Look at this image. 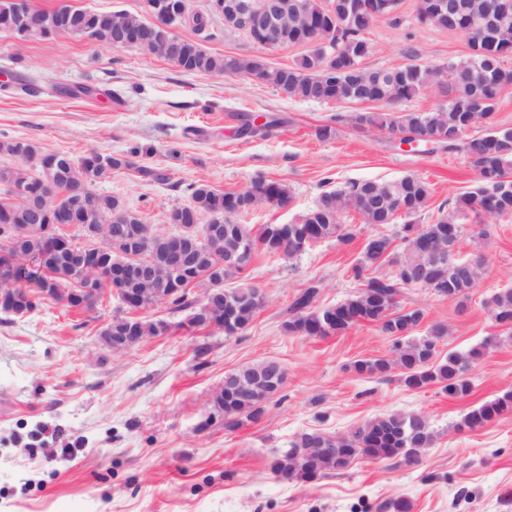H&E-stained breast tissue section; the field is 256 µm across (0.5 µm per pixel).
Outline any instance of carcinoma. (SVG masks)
Returning <instances> with one entry per match:
<instances>
[{
	"label": "carcinoma",
	"mask_w": 512,
	"mask_h": 512,
	"mask_svg": "<svg viewBox=\"0 0 512 512\" xmlns=\"http://www.w3.org/2000/svg\"><path fill=\"white\" fill-rule=\"evenodd\" d=\"M354 0H288V10L282 17L283 45H305L308 54L294 66L270 68L260 58H238L218 56L205 51L194 40H183V54L169 57L167 61L184 72L234 73L257 75L286 96L303 101L335 102L353 101L371 85L382 78L395 76L401 96L410 100L435 84L448 95L463 100L476 91L487 94L490 102L481 112H450L437 107L428 112L408 111L396 117L387 114L364 112L353 117L363 130L385 129L389 133L423 135L437 132L442 137L432 140L441 149L450 153L464 151L470 165L477 174L479 186L470 192L456 197L448 209H439L438 215L429 224H417L412 218L426 206L430 197L428 184L415 175L399 179L351 180L341 189L324 193V197L304 214L299 223L293 226L263 224L254 228L249 224L228 223L225 216L250 211L262 204L278 205L291 199L288 187L280 182L257 178L252 181V192H219L206 183L188 186L190 202L176 207L169 214L170 223L181 227L185 224H198L203 213L211 215V223L224 225V241L196 256L197 267L181 283L178 290L165 301H153L155 305L167 304L172 310L190 309L196 313L201 308V299L192 296V289L209 287L207 272L216 264L212 254L220 249L246 251L253 256L261 251L270 256H280L279 247L291 252L297 234L305 232L308 238L317 242L333 237L348 242L353 239L352 231L340 222L342 215L353 212L365 224H395L403 218L398 233L375 234L373 241L365 242L357 263L353 266L354 278L360 279L370 270H377L389 263L393 269L380 276L365 279V284L345 301L330 307H319L316 300L320 288L311 285L297 293L288 307L289 318L285 322L286 331L312 338H323L333 333L346 332L351 327L368 323L393 338L392 358H364L353 362V370L360 375L384 376L398 370L403 384L413 390L438 384L450 396H466L471 390V382L466 376V365L479 360L488 343L471 349L461 355L450 353L439 355L438 347L447 336L448 328L443 324L432 325L423 336H414V330L424 319L419 307H398V297L409 281L412 272H427L435 280L434 293L442 298H451L464 304L469 294L483 277L486 264L471 266L465 275L457 272L458 259L454 258L453 248L463 232L462 219H479L487 212L501 209L512 214V199L507 200L499 192L505 178L512 179V128L498 127L493 123L501 92L512 85V69L497 58L491 65L475 66L471 58L482 57V50L496 44L512 49V13L503 18L499 25L480 35L470 30V20L466 12H461V22L453 24L448 11L429 12L424 16L423 9H417L418 20L423 24L449 32H459L472 43L473 53L455 60L450 79H445L439 69L424 71L417 75L411 71L393 73L386 68L360 67L342 76L325 73L321 66L327 56L340 51L351 64L362 61L361 48L371 50L365 34L376 22V17L362 10H350L348 4ZM77 30L75 36H83L93 41L104 40L117 29H138L147 19L126 12L102 13L82 9L71 11ZM210 14L198 12L190 14L188 27L198 34L210 38L207 32ZM464 124L470 128H483V133L470 137V141L448 137L454 124ZM0 154L13 156L19 160L17 170L31 166L54 167L59 175L56 197L60 206L66 207L80 197L89 199L98 217V223L111 222L115 225L144 224L145 216L125 208L122 202L107 193L95 189L102 179L99 160L107 157L110 168L132 167L135 162L126 157H114L110 153L92 151L80 160L62 152L45 153L33 143L20 140H0ZM7 188L0 185V253H12L8 241L7 225L27 223L25 206L12 204L4 198ZM402 201L407 206L405 214L395 212L393 204ZM417 234L432 243L433 253L423 256L409 248V239ZM403 243V252L394 254L395 240ZM244 270L226 266L220 270V281L228 292L224 307L232 308L234 320L242 327L251 324L263 305V296H253L254 287L243 284L230 287L228 283L242 278ZM80 283L69 279L67 264L59 261L48 263L39 270H26L18 266V272L10 288H17L27 298L25 308L34 311L43 300L46 288H77ZM117 301V307L110 324L116 326L125 322L143 324L144 335L161 336L171 328V323L163 319H147L132 316L133 310L125 304L120 292L101 295L88 305L92 310L103 301ZM494 320L500 324L512 325V289L501 290L487 300ZM331 317L333 332L323 326V318ZM239 383L260 379L258 389L238 396L213 398L212 410L219 412L218 403H224V431L233 433L247 421L258 422L266 411L267 402L283 388L285 381L273 379L267 372L266 363L259 362L233 371ZM512 413V392L487 402L469 411L458 428L475 430L505 414ZM436 438L430 420L419 413H392L382 415L363 423L347 436H331L320 431H303L289 442L291 448H303L305 454L296 466L284 469L288 456L284 450L271 461V471L283 475L285 481H309L347 468L354 460L366 457L374 460L407 458L410 448H429ZM320 448L336 449L334 460L327 461L318 455Z\"/></svg>",
	"instance_id": "1"
}]
</instances>
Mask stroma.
Segmentation results:
<instances>
[{
    "mask_svg": "<svg viewBox=\"0 0 512 512\" xmlns=\"http://www.w3.org/2000/svg\"><path fill=\"white\" fill-rule=\"evenodd\" d=\"M416 8L417 0H401L394 17L373 24L363 66H443L471 53L466 36L421 24ZM209 30L201 45L212 54L288 67L307 52L260 46L217 15ZM17 73L32 76L35 90H0V138L76 158L104 151L134 159L137 168L113 171L96 188L162 231L194 182L221 192L245 190L259 177L287 185L288 206L239 215L256 228L296 223L323 192L351 179L421 177L431 188L422 224L477 185L464 153H426L359 129L351 120L357 106L291 99L239 74L185 73L134 48L79 36L18 44L0 33V81ZM78 86L95 92L65 95ZM262 115L279 126L265 136L241 134L246 120ZM323 129L328 137H320ZM145 167L163 169L167 181L143 177ZM341 221L351 241L332 238L286 261L255 254L243 281L259 287L265 303L235 336L179 329L187 312L160 305L148 316L170 322L171 332L116 354L100 343L111 306L83 312L47 299L24 316L0 314V512H394L400 498L411 512H512V414L477 430L457 428L471 409L512 391V329L497 326L486 305L512 289V218L465 221L459 254L479 250L487 258L465 304L422 288L399 297L401 307L424 312L417 335L447 324L441 353L485 345L467 367L472 388L463 398L437 385L409 389L395 371L357 374L355 360L391 354V338L376 326L325 338L286 332L288 307L303 288L319 286L318 304L328 307L361 286L351 268L378 229L354 213ZM266 359L284 367L283 389L261 421L225 432L211 418L213 394L225 373ZM393 412L422 413L435 427L433 447L414 463L360 458L309 482L270 471L294 434L342 436Z\"/></svg>",
    "mask_w": 512,
    "mask_h": 512,
    "instance_id": "obj_1",
    "label": "stroma"
}]
</instances>
